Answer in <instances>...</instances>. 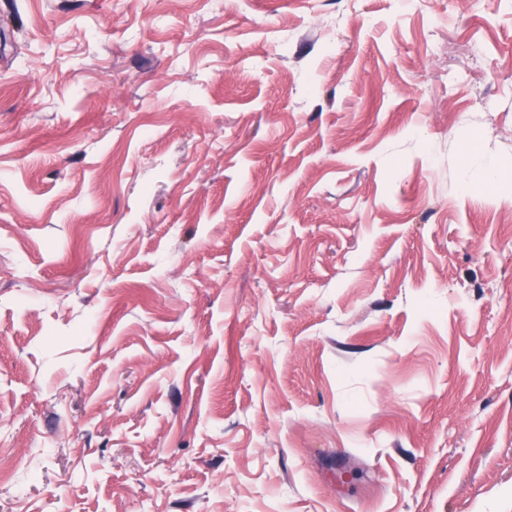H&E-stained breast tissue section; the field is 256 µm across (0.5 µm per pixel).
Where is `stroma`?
<instances>
[{"instance_id": "35a3bbf8", "label": "stroma", "mask_w": 512, "mask_h": 512, "mask_svg": "<svg viewBox=\"0 0 512 512\" xmlns=\"http://www.w3.org/2000/svg\"><path fill=\"white\" fill-rule=\"evenodd\" d=\"M512 0H0V512H512Z\"/></svg>"}]
</instances>
